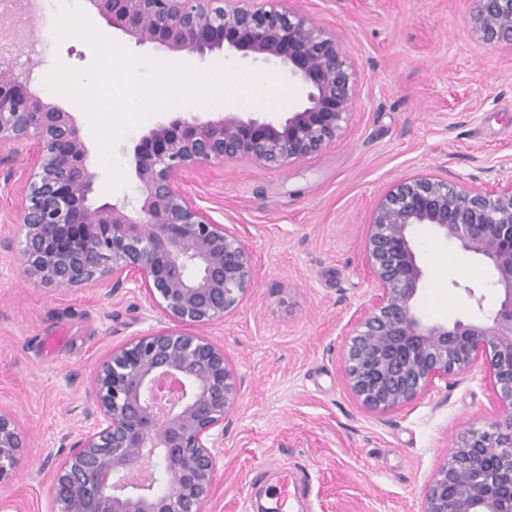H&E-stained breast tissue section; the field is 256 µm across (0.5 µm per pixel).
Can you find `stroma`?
<instances>
[{
	"instance_id": "obj_1",
	"label": "stroma",
	"mask_w": 512,
	"mask_h": 512,
	"mask_svg": "<svg viewBox=\"0 0 512 512\" xmlns=\"http://www.w3.org/2000/svg\"><path fill=\"white\" fill-rule=\"evenodd\" d=\"M336 31L362 92L345 133L278 170L244 162L201 166L196 203L236 229L253 252L254 285L205 333L233 363L241 395L224 423L217 486L206 512H258L266 487L304 472L293 512H422L425 485L467 431L512 432L488 400L482 367L386 415L364 410L342 374L350 323L373 293L362 243L379 197L398 179L447 169L451 180L512 179V43L487 44L472 24L477 0H279ZM83 69L82 40L38 45L37 72ZM223 107L186 105L127 132L114 155L126 184L109 192L94 166V204L132 197L133 149L150 124L202 120ZM0 177V407L27 435L19 470L0 486V512H50L49 470L80 433V403L112 347L162 328L139 293L69 290L28 281L18 253L25 156ZM427 278L419 307L435 320L473 315L464 284L488 288L481 261L418 231Z\"/></svg>"
}]
</instances>
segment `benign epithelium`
<instances>
[{"label": "benign epithelium", "instance_id": "obj_1", "mask_svg": "<svg viewBox=\"0 0 512 512\" xmlns=\"http://www.w3.org/2000/svg\"><path fill=\"white\" fill-rule=\"evenodd\" d=\"M137 45L173 54L277 63L301 104L281 119L224 108L217 120L161 122L134 147V201L90 203L95 174L72 113L32 92L31 64H0V151L27 147L19 255L40 285L98 284L140 292L169 325L112 348L95 368L84 429L49 476L53 512H204L215 452L240 383L224 348L203 335L238 308L255 280L239 233L185 193L183 178L214 162L284 168L340 137L361 96L339 36L307 15L245 0H89ZM475 29L512 41V0H479ZM482 257L495 287L463 292L479 316L431 320L419 309L427 273L416 230ZM363 253L370 303L351 323L343 377L367 411L388 414L440 382L485 369L489 400L512 415V179L464 185L425 174L394 183L372 211ZM26 448L16 414L0 407V484ZM423 512H512V435L472 430L423 491Z\"/></svg>", "mask_w": 512, "mask_h": 512}]
</instances>
